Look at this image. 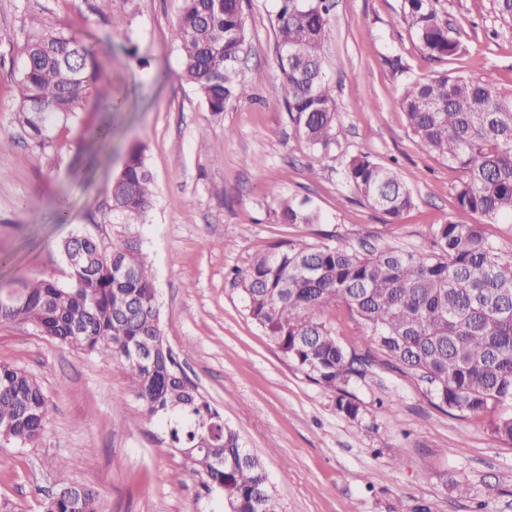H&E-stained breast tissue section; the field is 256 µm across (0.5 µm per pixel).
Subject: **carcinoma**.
<instances>
[{"label": "carcinoma", "mask_w": 512, "mask_h": 512, "mask_svg": "<svg viewBox=\"0 0 512 512\" xmlns=\"http://www.w3.org/2000/svg\"><path fill=\"white\" fill-rule=\"evenodd\" d=\"M437 0H404L403 20L432 60L466 52ZM332 0H279L273 24L280 93L300 136L314 150L336 145L337 115L322 66ZM181 74L207 111L218 114L239 96L237 60L247 30L243 0H183L175 29ZM400 108L420 149L462 173L453 187L455 212L437 225L438 252L401 249L360 252L342 245L285 241L235 270L245 310L277 348L323 388L340 392L339 412L355 419L360 405L344 389L363 375L362 357L347 350L322 319L343 303L362 327L361 341L406 372L427 380L438 406L463 414L512 406V257L501 256L484 226L512 216V89L492 72L413 76L405 68ZM99 79L94 47L51 26L23 45L17 82V119L37 143L49 125L84 108ZM348 186L391 222L416 197L392 169L366 154L351 156ZM153 176L145 148L132 147L113 178L112 211L127 220L152 206ZM276 224H315L317 212L279 198ZM105 242L75 232L60 244L69 257L81 240L88 256L67 281L34 276L10 288L16 299L0 306V323H23L61 344L120 363L145 416L165 422L173 448H191L193 472L218 490L224 512H279L258 458L185 375L167 346L144 362L137 346L163 339L157 289L147 253L129 225ZM51 407L38 381L0 364V440L29 446L44 433ZM512 444V414L491 426ZM58 469L57 491L42 512H101L99 493Z\"/></svg>", "instance_id": "cac0c4a2"}]
</instances>
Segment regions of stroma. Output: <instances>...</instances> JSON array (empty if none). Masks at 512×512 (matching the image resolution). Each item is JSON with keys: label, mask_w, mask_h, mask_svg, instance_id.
<instances>
[{"label": "stroma", "mask_w": 512, "mask_h": 512, "mask_svg": "<svg viewBox=\"0 0 512 512\" xmlns=\"http://www.w3.org/2000/svg\"><path fill=\"white\" fill-rule=\"evenodd\" d=\"M278 5L247 0L243 92L214 115L179 77L183 0H0V254L12 255L13 278L65 280L60 242L117 232L110 186L127 146L143 142L155 196L135 231L152 261L164 338L261 461L280 512H512V444L491 431L500 409L443 412L426 383L376 354L348 385L361 405L349 419L335 392L249 318L232 282L233 269L281 241L432 251L460 173L416 146L391 63L417 76L490 71L510 89L512 29L492 0H440L467 51L433 61L401 20L403 0H336L322 56L338 145L325 156L299 137L280 96ZM41 24L94 42L103 76L84 110L39 144L16 122V81L20 46ZM102 124L114 129L110 144L81 140ZM357 153L394 167L415 194L398 223L345 184ZM277 195L306 201L319 223H275ZM0 363L34 376L52 409L37 444H0V498L19 512H40L63 461L75 483L99 491L102 512H224L144 416L120 364L19 323L0 324Z\"/></svg>", "instance_id": "35a3bbf8"}]
</instances>
